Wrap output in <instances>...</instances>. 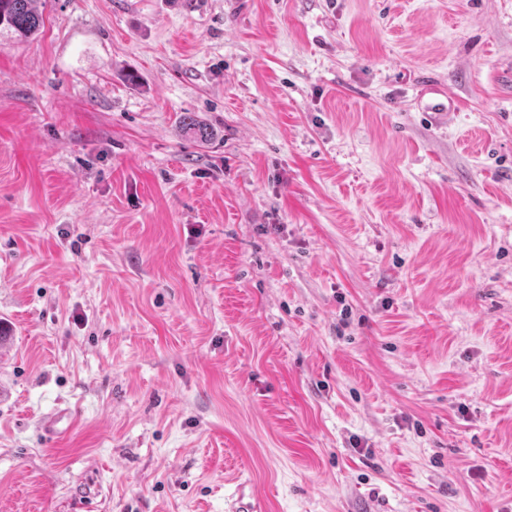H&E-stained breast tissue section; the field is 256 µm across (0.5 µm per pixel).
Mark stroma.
Returning <instances> with one entry per match:
<instances>
[{"label":"stroma","instance_id":"35a3bbf8","mask_svg":"<svg viewBox=\"0 0 512 512\" xmlns=\"http://www.w3.org/2000/svg\"><path fill=\"white\" fill-rule=\"evenodd\" d=\"M43 16L0 37V512H512V0ZM432 93L442 95L446 102H436L425 105L421 108V112H424L427 118L435 126H441L446 120H450L454 114V102L446 95L442 90H434Z\"/></svg>","mask_w":512,"mask_h":512}]
</instances>
